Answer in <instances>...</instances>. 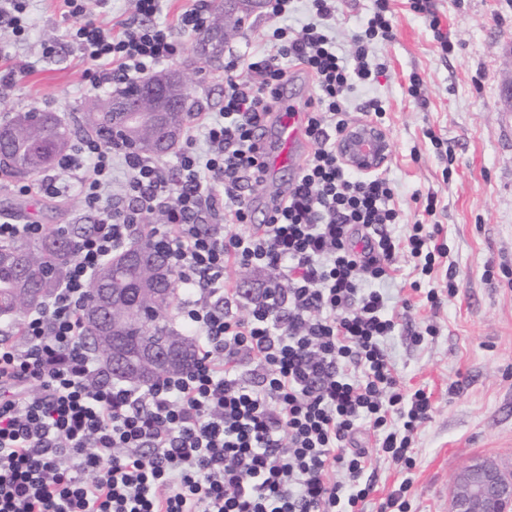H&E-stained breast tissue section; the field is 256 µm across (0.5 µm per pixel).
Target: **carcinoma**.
<instances>
[{
	"mask_svg": "<svg viewBox=\"0 0 512 512\" xmlns=\"http://www.w3.org/2000/svg\"><path fill=\"white\" fill-rule=\"evenodd\" d=\"M233 31L206 28L201 41L211 43V52L206 59L224 52ZM72 136L70 124L56 113L46 112L39 123H30L17 113L12 122L0 127V153L9 154L16 163L9 166L20 176H37L54 164L56 158L69 147ZM78 228L67 234L53 232L46 238L30 243L25 240L0 245V316L16 318L18 314L44 309L69 263L74 261L73 236ZM134 247L148 255L166 257L164 248L150 235L134 238ZM177 277L174 267H168L167 277L154 276L148 267L126 268L108 263L95 276L91 285V304L95 307L101 300L105 288H161L168 291ZM138 307L148 311L142 325L135 331L126 332L125 340L131 343L142 341L159 342L175 336L181 343L177 361L151 372L148 383L188 369L195 357V340L183 336L165 325L168 307L155 304L147 296L140 297Z\"/></svg>",
	"mask_w": 512,
	"mask_h": 512,
	"instance_id": "cac0c4a2",
	"label": "carcinoma"
}]
</instances>
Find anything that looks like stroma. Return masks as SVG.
<instances>
[{
	"label": "stroma",
	"mask_w": 512,
	"mask_h": 512,
	"mask_svg": "<svg viewBox=\"0 0 512 512\" xmlns=\"http://www.w3.org/2000/svg\"><path fill=\"white\" fill-rule=\"evenodd\" d=\"M431 2L428 16L411 11L409 0H391L397 36L370 53L384 73L358 86L348 104L355 122L366 120L368 99L381 100L387 111L391 157L383 172L401 208L396 232L426 221L419 199L431 194L446 247L430 276L420 277L413 260L404 258L397 279L384 286L397 312L387 354L403 393L426 392L432 411L414 434L408 470L375 455L377 433L363 427L361 441L371 451L367 474L374 481L363 512H381L404 481L409 512H448L455 474L477 457L512 472V0ZM373 4L338 0L335 36L345 54H352L350 35ZM434 15L441 20L437 32L430 26ZM69 25L62 0H32L24 39L0 25V48L9 65L24 71L15 84H0V118L39 108L63 117L82 137L79 107L88 96V64L66 36ZM441 32L448 35L444 47L437 40ZM199 39L196 32L183 35L184 50L171 66L195 70V97L202 111L216 112L224 105V70L202 65ZM46 40L56 43L48 59L41 56ZM414 78L420 81L418 101L407 93ZM75 199L72 192L20 196L0 185V222H35L51 232L95 223ZM450 267L458 284L452 295L445 288ZM224 276L238 290L232 312L241 316L250 294L272 278L243 266L227 267ZM416 280L418 293L411 289ZM430 288L439 295L435 310L426 300ZM406 298L412 303L407 310ZM429 323L434 335L414 342V330Z\"/></svg>",
	"instance_id": "stroma-1"
}]
</instances>
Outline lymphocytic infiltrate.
<instances>
[{
    "mask_svg": "<svg viewBox=\"0 0 512 512\" xmlns=\"http://www.w3.org/2000/svg\"><path fill=\"white\" fill-rule=\"evenodd\" d=\"M92 2L108 0H63L94 90L175 60L207 8L193 0L158 24L161 0H135L114 29L93 20ZM290 3L269 0L271 49L230 56L224 108L206 113L177 150L178 181L158 160L90 136L56 160L97 222L77 239L50 304L25 318L17 339L0 340V512H357L372 492L369 452L357 444L365 424L382 432L380 456L409 464L431 404L399 388L383 350L396 317L380 285L407 255L431 275L446 249L436 224L396 233L393 182L352 172L336 155L351 94L380 74L370 48L394 40L397 22L389 0H374L348 60L332 34L336 0H311L298 32L284 23ZM299 64L316 88L312 151L294 189L255 226L248 197L266 179L257 130ZM117 157L131 208L105 192ZM161 205L167 220L148 231L191 288L179 315L199 351L192 368L144 387L112 379L87 351L84 315L95 272ZM206 208L223 223H201ZM231 263L274 274L244 317L216 305L235 294L224 280ZM244 355L256 380L242 370ZM390 420L397 430L386 431Z\"/></svg>",
    "mask_w": 512,
    "mask_h": 512,
    "instance_id": "obj_1",
    "label": "lymphocytic infiltrate"
}]
</instances>
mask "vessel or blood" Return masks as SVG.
Wrapping results in <instances>:
<instances>
[{
  "label": "vessel or blood",
  "mask_w": 512,
  "mask_h": 512,
  "mask_svg": "<svg viewBox=\"0 0 512 512\" xmlns=\"http://www.w3.org/2000/svg\"><path fill=\"white\" fill-rule=\"evenodd\" d=\"M307 113V102L281 97L278 112L266 136L268 172H276L284 166L300 168L309 150Z\"/></svg>",
  "instance_id": "1"
}]
</instances>
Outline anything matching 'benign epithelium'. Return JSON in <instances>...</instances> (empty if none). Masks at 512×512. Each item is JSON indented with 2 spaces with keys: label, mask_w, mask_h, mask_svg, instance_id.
Listing matches in <instances>:
<instances>
[{
  "label": "benign epithelium",
  "mask_w": 512,
  "mask_h": 512,
  "mask_svg": "<svg viewBox=\"0 0 512 512\" xmlns=\"http://www.w3.org/2000/svg\"><path fill=\"white\" fill-rule=\"evenodd\" d=\"M237 12L239 19L248 17L265 6V0H225ZM185 75L178 71L142 82L133 87V95L141 105L133 106L126 99L108 101L99 108L101 112H114L117 120L112 124V145L132 151L139 143L142 128L164 125V137L144 146L164 149L178 138L179 130L169 121L168 113L178 107L174 88L185 89ZM336 153L347 168L368 174L380 170L389 160L390 143L384 128L370 122H356L346 127L336 140ZM177 346L168 344L159 353L153 342H140L124 349L112 346L106 358L134 381H145L140 365L152 367L159 362L176 359ZM451 512H512V475L502 472L489 460L477 459L459 472L454 481Z\"/></svg>",
  "instance_id": "obj_1"
}]
</instances>
